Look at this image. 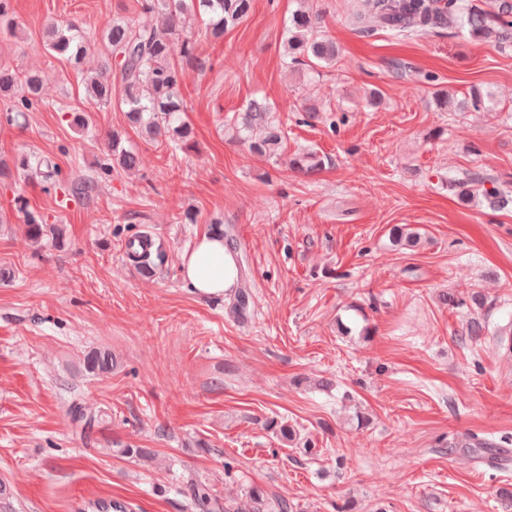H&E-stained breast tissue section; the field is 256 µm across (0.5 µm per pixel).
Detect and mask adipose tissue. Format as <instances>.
I'll return each instance as SVG.
<instances>
[{
	"label": "adipose tissue",
	"instance_id": "obj_1",
	"mask_svg": "<svg viewBox=\"0 0 512 512\" xmlns=\"http://www.w3.org/2000/svg\"><path fill=\"white\" fill-rule=\"evenodd\" d=\"M180 271L195 294L214 297L233 287L237 264L233 251L224 243L223 235L214 230L203 233L193 248L182 254Z\"/></svg>",
	"mask_w": 512,
	"mask_h": 512
}]
</instances>
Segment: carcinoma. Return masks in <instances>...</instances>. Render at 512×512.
<instances>
[{
	"label": "carcinoma",
	"instance_id": "1",
	"mask_svg": "<svg viewBox=\"0 0 512 512\" xmlns=\"http://www.w3.org/2000/svg\"><path fill=\"white\" fill-rule=\"evenodd\" d=\"M310 0H296L297 8L288 16L285 29L283 62L315 76L320 69L336 60V45L322 34L321 16L308 6ZM357 29L371 33L380 27L396 37L453 30L473 41L491 40L501 49L512 48V0H494L493 9H482L476 0H357ZM253 0H141L137 20H111L97 36L85 31L78 23L54 24L47 31L44 47L55 56L80 63L96 40L108 50L102 72L86 82L87 95L98 107L112 105V81L107 73L112 66L120 70L123 85L120 106L128 125L142 138L155 141L165 138L173 151L190 148L191 128L184 121L186 103L182 94L184 67L174 56L188 63L199 62L198 38L210 41L224 39V33L242 23L252 12ZM162 14L165 23H154ZM42 75L36 71H16L0 67V99L12 102L10 111L16 121L42 103ZM434 102L443 112H484L492 108L489 96L471 89L468 98L459 101L451 93L434 92ZM272 108L264 100L250 101L245 112L235 116L231 130L236 140L258 157L271 158L282 144V130L271 117ZM112 167L135 170L141 157L132 148L121 144L115 136L109 138ZM20 165L42 170L51 180L59 169L46 157H24ZM324 166V160L313 152L295 153L288 158V169L302 175H312ZM487 179L478 172H466L448 179V187L457 191L463 202L482 197L490 209L512 207V193L499 187H485ZM60 230L47 227L37 216L25 224L26 237L39 242L46 233ZM127 256L141 271L149 272L162 256L143 244L136 235L126 242ZM488 324L476 315L467 322L460 335L465 343L484 336ZM85 367L93 374L112 372V354L91 351L85 357Z\"/></svg>",
	"mask_w": 512,
	"mask_h": 512
}]
</instances>
